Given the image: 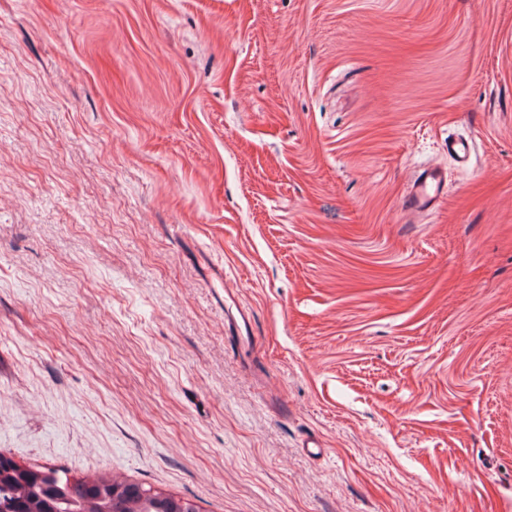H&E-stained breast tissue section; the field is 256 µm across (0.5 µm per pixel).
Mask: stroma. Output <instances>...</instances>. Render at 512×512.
I'll use <instances>...</instances> for the list:
<instances>
[{
  "mask_svg": "<svg viewBox=\"0 0 512 512\" xmlns=\"http://www.w3.org/2000/svg\"><path fill=\"white\" fill-rule=\"evenodd\" d=\"M0 454L512 512V0H0ZM446 183L441 172L435 167L419 171L407 191L403 206L411 212L432 210L444 199Z\"/></svg>",
  "mask_w": 512,
  "mask_h": 512,
  "instance_id": "1",
  "label": "stroma"
}]
</instances>
